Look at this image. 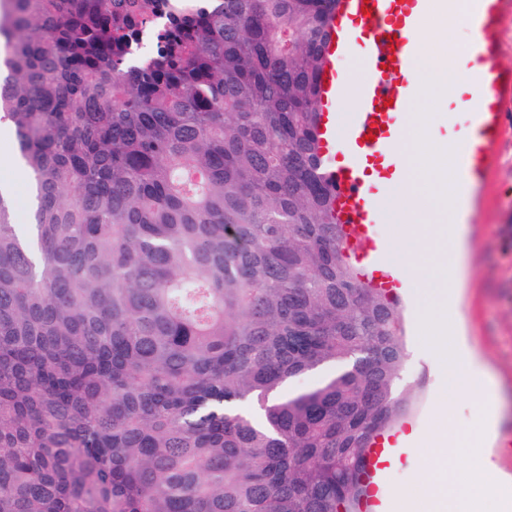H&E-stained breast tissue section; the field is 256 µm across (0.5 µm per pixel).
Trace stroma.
<instances>
[{"mask_svg":"<svg viewBox=\"0 0 512 512\" xmlns=\"http://www.w3.org/2000/svg\"><path fill=\"white\" fill-rule=\"evenodd\" d=\"M498 153L496 168L469 193L464 220L466 276L456 314L486 370L477 386L495 384L499 399L493 402L479 394L445 396L435 361L419 342L422 300L413 286L414 272L409 268L395 272L408 353L405 381L415 390L402 418L406 429L397 440L399 451L383 473L382 493L388 501L398 493L420 495L422 472L441 464L455 471L460 497L470 494L467 476L476 470L487 476L498 471L512 482V106L504 114ZM485 416L497 424L482 449L455 446L430 456L416 446L417 440L441 428L468 436Z\"/></svg>","mask_w":512,"mask_h":512,"instance_id":"stroma-1","label":"stroma"}]
</instances>
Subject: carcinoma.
<instances>
[{
    "label": "carcinoma",
    "mask_w": 512,
    "mask_h": 512,
    "mask_svg": "<svg viewBox=\"0 0 512 512\" xmlns=\"http://www.w3.org/2000/svg\"><path fill=\"white\" fill-rule=\"evenodd\" d=\"M155 2L0 0V512H363L408 354L319 153L339 0H207L134 59Z\"/></svg>",
    "instance_id": "carcinoma-1"
}]
</instances>
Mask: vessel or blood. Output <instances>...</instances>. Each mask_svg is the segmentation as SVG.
Returning <instances> with one entry per match:
<instances>
[{
    "label": "vessel or blood",
    "mask_w": 512,
    "mask_h": 512,
    "mask_svg": "<svg viewBox=\"0 0 512 512\" xmlns=\"http://www.w3.org/2000/svg\"><path fill=\"white\" fill-rule=\"evenodd\" d=\"M430 0H340L329 25L327 64L320 75V146L329 155L336 185L338 217L346 224L350 253L366 283L388 291L397 286L381 261L376 226L387 218L392 187L407 188L410 164L400 151V119L417 91V49L412 39ZM512 14V0H467L466 22L473 32L463 53L478 67L457 72L452 90L457 105L473 107V132L458 168L474 185L494 167L502 136V114L512 104V72L498 63L499 26ZM356 58L362 81L356 109L337 111L347 87L343 63ZM395 438L385 434L370 448L365 481L369 512L383 508L381 476Z\"/></svg>",
    "instance_id": "1"
}]
</instances>
